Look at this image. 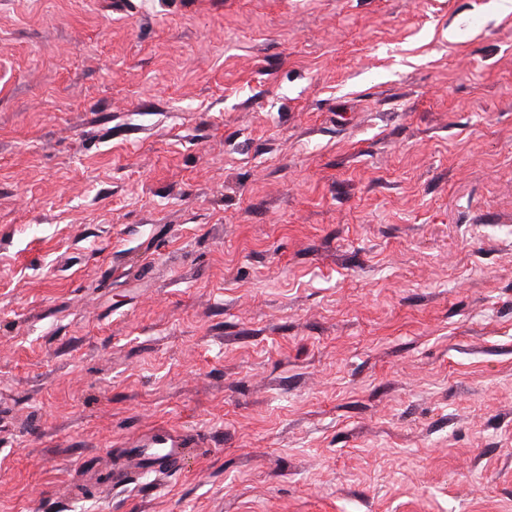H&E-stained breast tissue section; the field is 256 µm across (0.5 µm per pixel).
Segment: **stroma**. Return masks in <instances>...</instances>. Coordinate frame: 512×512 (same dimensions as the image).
I'll return each mask as SVG.
<instances>
[{
    "instance_id": "stroma-1",
    "label": "stroma",
    "mask_w": 512,
    "mask_h": 512,
    "mask_svg": "<svg viewBox=\"0 0 512 512\" xmlns=\"http://www.w3.org/2000/svg\"><path fill=\"white\" fill-rule=\"evenodd\" d=\"M502 4L0 0V512H512ZM194 444L192 435L160 427L149 436L133 439L128 446L127 458L129 464L137 468L155 462L154 455H159L167 464H175L182 458L185 448Z\"/></svg>"
}]
</instances>
